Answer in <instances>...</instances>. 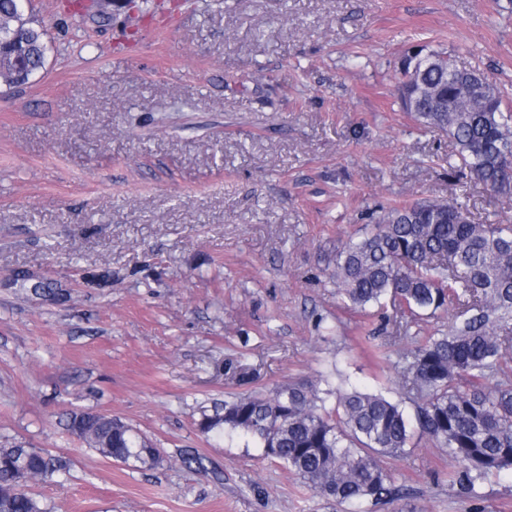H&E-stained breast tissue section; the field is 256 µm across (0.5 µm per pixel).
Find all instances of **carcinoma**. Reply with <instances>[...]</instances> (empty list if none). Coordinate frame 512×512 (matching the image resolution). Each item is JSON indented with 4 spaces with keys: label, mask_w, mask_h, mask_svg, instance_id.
Masks as SVG:
<instances>
[{
    "label": "carcinoma",
    "mask_w": 512,
    "mask_h": 512,
    "mask_svg": "<svg viewBox=\"0 0 512 512\" xmlns=\"http://www.w3.org/2000/svg\"><path fill=\"white\" fill-rule=\"evenodd\" d=\"M44 28L0 0V86L24 85L45 65ZM397 95L420 124L455 145L453 171L498 196H512V102L478 69L423 48L401 60ZM350 309L391 303L405 325L455 305L448 330L400 353L398 385L412 411L380 392L339 384L324 395L282 384L224 401L198 422L228 431L338 504H387L400 495L384 460L402 458L426 438L458 464L464 488L512 470V384L492 383L512 342V225L480 224L456 200L390 206L358 241L346 242L333 273ZM333 396L336 408L327 409ZM67 430L105 458L152 468L160 452L136 428L105 413L72 410ZM68 469L61 457L16 443L0 446V512H47L29 484Z\"/></svg>",
    "instance_id": "obj_1"
}]
</instances>
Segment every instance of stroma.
<instances>
[{
	"mask_svg": "<svg viewBox=\"0 0 512 512\" xmlns=\"http://www.w3.org/2000/svg\"><path fill=\"white\" fill-rule=\"evenodd\" d=\"M33 0L44 68L0 87V441L70 462L50 512H512V473L451 484L422 439L386 461L404 497L337 504L200 407L281 383L374 391L408 342L345 307L330 273L369 215L512 198L448 174L454 146L403 112L416 45L512 88V0ZM26 271L54 300L20 291ZM120 418L162 450L135 469L66 429ZM201 456L186 468L182 458Z\"/></svg>",
	"mask_w": 512,
	"mask_h": 512,
	"instance_id": "stroma-1",
	"label": "stroma"
}]
</instances>
